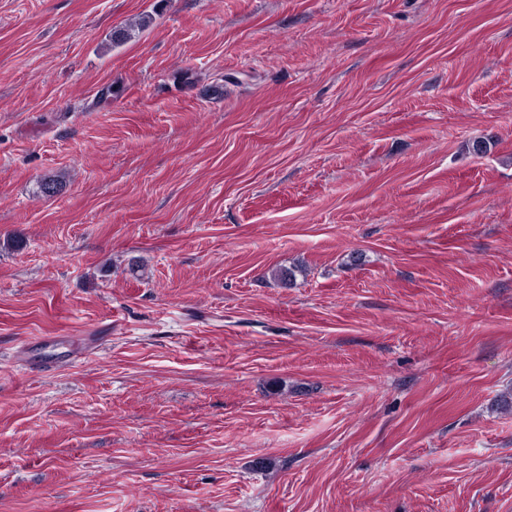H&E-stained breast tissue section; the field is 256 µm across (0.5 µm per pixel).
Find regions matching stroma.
Returning a JSON list of instances; mask_svg holds the SVG:
<instances>
[{
  "mask_svg": "<svg viewBox=\"0 0 512 512\" xmlns=\"http://www.w3.org/2000/svg\"><path fill=\"white\" fill-rule=\"evenodd\" d=\"M0 512H512V0H0Z\"/></svg>",
  "mask_w": 512,
  "mask_h": 512,
  "instance_id": "stroma-1",
  "label": "stroma"
}]
</instances>
